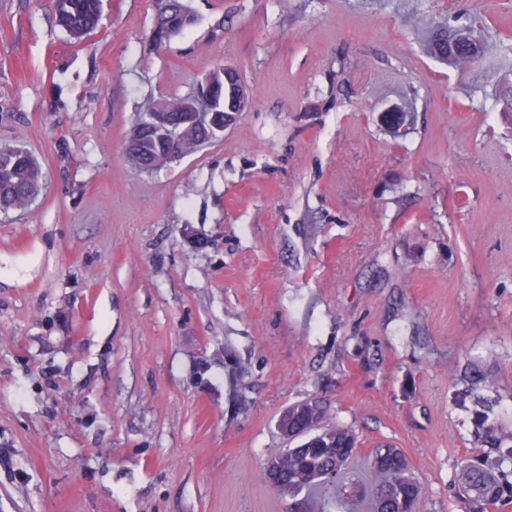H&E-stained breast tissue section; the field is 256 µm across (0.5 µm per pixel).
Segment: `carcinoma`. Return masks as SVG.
Wrapping results in <instances>:
<instances>
[{"label":"carcinoma","instance_id":"carcinoma-1","mask_svg":"<svg viewBox=\"0 0 512 512\" xmlns=\"http://www.w3.org/2000/svg\"><path fill=\"white\" fill-rule=\"evenodd\" d=\"M56 20L70 39L80 43L95 31L101 20V0H54ZM171 12H188L182 0H161L154 26L161 28ZM437 57L448 59L464 70L474 58L482 55L483 47L473 39L461 46L457 32L445 24L436 25L428 43ZM184 102H168L165 117L168 139L191 140L190 133L179 125ZM147 118L142 113L137 120L133 140L139 151L138 166L154 168L167 158L158 154L154 136L139 129ZM42 172L36 160L21 148H0V210L23 211L38 195ZM324 410L319 400L293 403L282 413L279 429H288L292 437L304 438L295 448L279 449L267 456L279 473L278 491L294 500V512H362V497L358 484L350 476L349 463L357 452L354 434L341 426L323 424ZM368 467L374 482L371 512H413L421 487L409 472L408 462L397 448H375L368 456ZM461 484L468 498L479 503H502L504 494H512L509 475L494 472L485 464L465 467Z\"/></svg>","mask_w":512,"mask_h":512}]
</instances>
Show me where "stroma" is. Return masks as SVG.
Instances as JSON below:
<instances>
[{
	"label": "stroma",
	"mask_w": 512,
	"mask_h": 512,
	"mask_svg": "<svg viewBox=\"0 0 512 512\" xmlns=\"http://www.w3.org/2000/svg\"><path fill=\"white\" fill-rule=\"evenodd\" d=\"M186 3L156 47L160 0H105L80 45L0 0V144L46 179L0 212V512H291L263 463L312 397L363 487L390 446L414 512H473L463 468L512 471V0ZM434 21L488 52L448 67ZM221 65L233 125L132 164L143 104Z\"/></svg>",
	"instance_id": "obj_1"
}]
</instances>
